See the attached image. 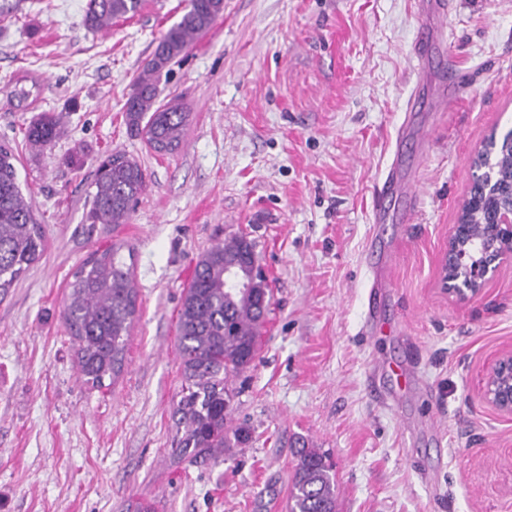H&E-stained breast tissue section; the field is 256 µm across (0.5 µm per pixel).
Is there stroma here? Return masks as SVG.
I'll return each mask as SVG.
<instances>
[{"mask_svg":"<svg viewBox=\"0 0 512 512\" xmlns=\"http://www.w3.org/2000/svg\"><path fill=\"white\" fill-rule=\"evenodd\" d=\"M420 0H224L174 61L160 102L189 114L160 155L123 104L183 0H145L108 31L87 0H19L0 17V142L46 249L0 300V512H288L296 448L327 454L339 512H512V417L481 399L512 346V263L459 304L438 266L472 160L512 129V0H449L460 90L407 112ZM27 91L20 99L19 91ZM62 112L34 150V117ZM121 150L146 175L128 223L87 233L94 170ZM401 195L375 223L391 162ZM247 233L273 290L261 349L234 380L247 441L175 463L177 315L198 255ZM134 252L125 367L81 376L62 309L73 274Z\"/></svg>","mask_w":512,"mask_h":512,"instance_id":"obj_1","label":"stroma"}]
</instances>
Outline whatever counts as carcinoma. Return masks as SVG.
<instances>
[{"label": "carcinoma", "mask_w": 512, "mask_h": 512, "mask_svg": "<svg viewBox=\"0 0 512 512\" xmlns=\"http://www.w3.org/2000/svg\"><path fill=\"white\" fill-rule=\"evenodd\" d=\"M144 0H88L84 22L94 31L112 21L130 18ZM224 12V0H186L179 21L157 43L136 78L123 109L130 132L145 138L161 153L177 150L185 137L189 113L178 103L158 101L161 73ZM63 115L47 112L26 128L34 148L53 143ZM11 147L0 143V296L33 265L45 250V237L31 201L22 193ZM90 228L128 223L132 204L145 188L141 165L115 151L96 168ZM252 254L245 234L211 246L199 257L186 289L178 319V347L183 384L175 409L174 451L181 458L205 461L229 447L228 423L238 395L233 378L257 359L261 330L270 311L272 289L258 282L253 292L232 294L225 285L224 261ZM133 265L110 244L96 251L75 272L69 284L63 318L77 345V361L85 382L106 387L125 364L128 337L136 314ZM289 512H338L336 477L324 453L301 448L288 502Z\"/></svg>", "instance_id": "carcinoma-1"}]
</instances>
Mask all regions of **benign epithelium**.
Instances as JSON below:
<instances>
[{"mask_svg":"<svg viewBox=\"0 0 512 512\" xmlns=\"http://www.w3.org/2000/svg\"><path fill=\"white\" fill-rule=\"evenodd\" d=\"M478 155L484 164L476 168L469 193L476 191L512 197V181L504 185L495 180L492 157L480 149ZM483 225L488 234L480 248L472 244L471 225L463 220L452 225L448 245L439 266V285L460 304L480 298L491 276L499 266L512 261V205L498 207L486 215ZM263 275L258 266L246 269L241 263H231L225 269L229 287L239 293L250 292L257 277ZM482 397L498 413L512 415V349L500 352L486 370V383Z\"/></svg>","mask_w":512,"mask_h":512,"instance_id":"1","label":"benign epithelium"}]
</instances>
